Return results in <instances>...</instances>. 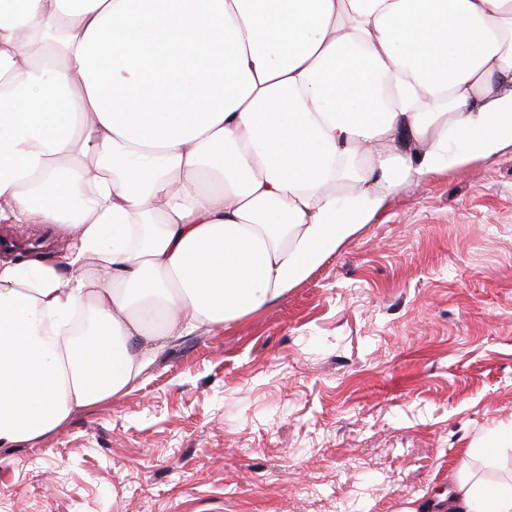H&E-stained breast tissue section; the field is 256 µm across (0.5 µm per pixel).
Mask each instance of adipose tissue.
Instances as JSON below:
<instances>
[{
    "label": "adipose tissue",
    "mask_w": 512,
    "mask_h": 512,
    "mask_svg": "<svg viewBox=\"0 0 512 512\" xmlns=\"http://www.w3.org/2000/svg\"><path fill=\"white\" fill-rule=\"evenodd\" d=\"M509 145L512 0H0V447ZM401 512H512V478Z\"/></svg>",
    "instance_id": "obj_1"
}]
</instances>
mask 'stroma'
I'll return each mask as SVG.
<instances>
[{
  "instance_id": "1",
  "label": "stroma",
  "mask_w": 512,
  "mask_h": 512,
  "mask_svg": "<svg viewBox=\"0 0 512 512\" xmlns=\"http://www.w3.org/2000/svg\"><path fill=\"white\" fill-rule=\"evenodd\" d=\"M488 439L478 475H512L511 146L403 183L277 300L0 448V512H397Z\"/></svg>"
}]
</instances>
